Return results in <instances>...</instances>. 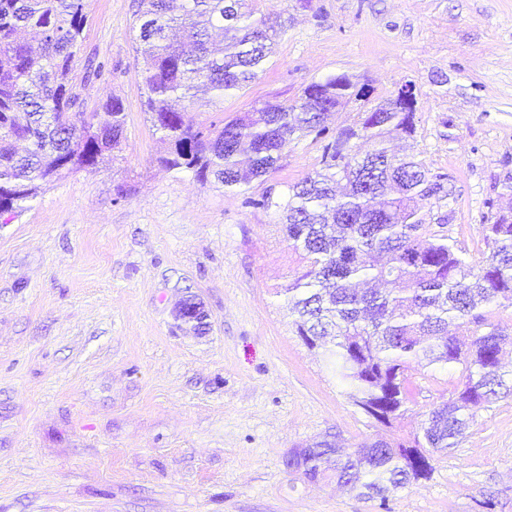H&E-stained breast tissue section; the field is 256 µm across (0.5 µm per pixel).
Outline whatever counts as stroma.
Wrapping results in <instances>:
<instances>
[{
  "label": "stroma",
  "mask_w": 512,
  "mask_h": 512,
  "mask_svg": "<svg viewBox=\"0 0 512 512\" xmlns=\"http://www.w3.org/2000/svg\"><path fill=\"white\" fill-rule=\"evenodd\" d=\"M256 4L286 26L264 72L216 111L344 75L371 96L336 112L333 130L413 84L414 149L452 178L466 259L486 256V199L512 208V0ZM133 11L86 0L79 53L106 67L81 90L87 106L123 102L119 151L0 218V512H512V397L479 409L431 479L389 493L387 508L288 474V452L326 436L412 439L461 367L415 374L408 412L386 426L352 403L295 333L282 290L298 252L273 211L244 203L305 177L320 143L289 142L244 192L161 166ZM189 295L205 333L175 318Z\"/></svg>",
  "instance_id": "stroma-1"
}]
</instances>
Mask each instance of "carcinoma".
<instances>
[{
	"label": "carcinoma",
	"instance_id": "cac0c4a2",
	"mask_svg": "<svg viewBox=\"0 0 512 512\" xmlns=\"http://www.w3.org/2000/svg\"><path fill=\"white\" fill-rule=\"evenodd\" d=\"M134 42L170 170L241 189L274 171L283 144L327 139L319 168L275 198L246 204L275 211L304 269L284 289L296 334L322 349L358 408L391 424L407 412L413 374L461 365V388L435 406L408 442L376 439L343 452L332 440L299 448L284 466L315 482L386 493L430 479L422 449L457 446L474 409L512 396L502 371L507 329L481 312L512 308V213L488 198L479 231L489 254L463 257L448 224V174L386 146L415 140V113L389 98L329 135L325 116L358 96L347 77L312 82L290 103L256 102L226 121L193 112L255 81L281 33L255 0H135ZM84 0H0V209L14 211L74 170L119 148L124 106L87 110L79 88L105 66L75 68Z\"/></svg>",
	"mask_w": 512,
	"mask_h": 512
}]
</instances>
